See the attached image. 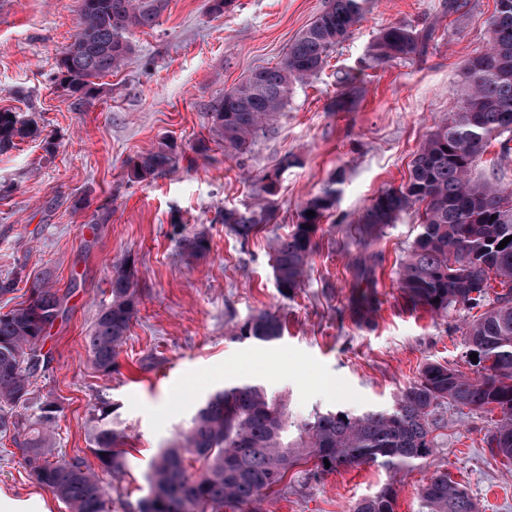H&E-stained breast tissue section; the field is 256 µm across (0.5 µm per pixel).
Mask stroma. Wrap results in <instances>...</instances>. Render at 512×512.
<instances>
[{
	"label": "stroma",
	"mask_w": 512,
	"mask_h": 512,
	"mask_svg": "<svg viewBox=\"0 0 512 512\" xmlns=\"http://www.w3.org/2000/svg\"><path fill=\"white\" fill-rule=\"evenodd\" d=\"M327 2L234 0L216 18L207 0H167L154 28L134 31L126 65L101 79L87 111L74 112L52 77L76 31L77 0H0V109L37 121L42 131L0 153V281L14 284L0 294V312L25 301L38 277L66 294L67 311L44 345L51 362L34 375L31 398L63 408L54 454L91 464L96 410L101 401L112 404L129 436V468L113 482L107 512H138L159 450L210 394L240 376L286 395L290 415L306 419L317 409L392 405L428 362L473 371L465 345L472 312L459 307L435 317L411 309L397 285L399 263L418 233L414 211L369 246L383 255L372 325L356 327L347 303L364 249L355 221L382 190L406 182L415 153L455 111L462 68L487 45L494 0H466L455 13L444 0H366L349 38L296 87L246 154H226L211 138V106L253 69L280 62ZM396 24L428 34L425 52L362 67L379 30ZM343 76L348 84H340ZM341 96L345 111H330ZM201 138L210 142L209 157L193 150ZM164 140L178 145V166L133 179L129 159ZM285 159L274 221L241 242L222 224V212L252 204L260 177ZM338 173L339 200L316 235L304 287L283 298L269 242ZM180 224L205 233L204 256H184ZM124 261L135 269L139 313L105 374L94 367L86 338L111 300L110 266ZM262 310L285 316L283 339L273 346L234 339L233 327ZM492 420L449 410L434 460L397 473L370 464L308 481L292 474L291 491L267 497L262 512H351L387 483L397 490L394 512H420L419 489L440 463L477 512H512V465L483 442ZM0 512H69L30 478L8 437L0 439Z\"/></svg>",
	"instance_id": "1"
}]
</instances>
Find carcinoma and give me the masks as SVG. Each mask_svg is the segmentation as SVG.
<instances>
[{"label": "carcinoma", "mask_w": 512, "mask_h": 512, "mask_svg": "<svg viewBox=\"0 0 512 512\" xmlns=\"http://www.w3.org/2000/svg\"><path fill=\"white\" fill-rule=\"evenodd\" d=\"M364 0H329L328 6L288 47L272 67L253 70L224 91L212 105L210 131L224 151L244 154L269 122L284 110L297 84L316 77L330 53L359 23ZM166 0H78L79 22L73 41L57 62L54 84L74 112L86 111L97 98L99 79L120 68L134 51L131 34L153 28ZM486 48L471 57L462 72L457 110L438 123L411 162L406 182L380 192L358 218L357 231L376 237L416 208L419 233L398 270L399 288L408 306L448 315L461 306L482 313L468 323L467 354H478L477 375L470 377L441 363L426 364L418 379L389 408L351 412H317L303 422L291 420L287 402L257 382L224 387L197 409L188 426L162 449L148 476L150 495L139 512H234L259 510L264 496L280 487L296 467L316 478L360 465L402 471L433 456L448 429V408L498 412L485 434L492 456L512 462V189L498 177L502 161L512 157V0H496ZM425 41L405 25L380 30L369 45L364 64L413 59ZM40 134L36 122L0 110V152ZM497 143L490 172L476 173L487 148ZM177 146L161 142L129 160L133 178L146 180L175 168ZM288 164L266 172L259 209L226 210L222 223L247 241L274 220L276 187ZM343 182L338 172L297 213L296 224L276 238L271 252L275 287L293 298L303 288L318 247L320 224L336 207ZM315 212V216L307 212ZM178 246L189 257L208 251L205 236L182 225ZM382 262L379 253L358 260L366 286L352 296L348 309L354 324L368 327L380 306L369 278ZM111 301L101 308L87 337L93 365L112 371L118 349L137 316L138 284L127 263L110 277ZM63 298L40 281L26 301L0 314V437L22 450L23 464L38 484L69 505L71 512H106L111 484L127 471L128 435L112 421L105 402L97 409L91 452L94 470L81 456L51 461L55 424L61 407L45 401L37 412L20 419L16 408L30 400L31 378L46 358L45 339L63 314ZM284 335L282 315L262 310L233 330L237 340L258 344ZM494 364L482 365L485 357ZM330 466H325V463ZM421 512H476L461 483L443 465L435 467L420 490ZM392 484L360 499L351 512H394Z\"/></svg>", "instance_id": "obj_1"}]
</instances>
